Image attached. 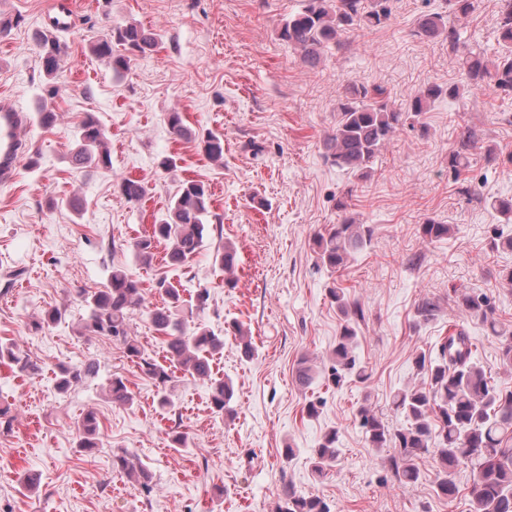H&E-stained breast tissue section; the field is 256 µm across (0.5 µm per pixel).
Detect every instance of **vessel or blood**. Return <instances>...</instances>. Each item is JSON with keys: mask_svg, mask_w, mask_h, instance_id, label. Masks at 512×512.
<instances>
[{"mask_svg": "<svg viewBox=\"0 0 512 512\" xmlns=\"http://www.w3.org/2000/svg\"><path fill=\"white\" fill-rule=\"evenodd\" d=\"M30 119L16 100L0 95V186L8 187L20 177L21 163L29 151Z\"/></svg>", "mask_w": 512, "mask_h": 512, "instance_id": "vessel-or-blood-1", "label": "vessel or blood"}]
</instances>
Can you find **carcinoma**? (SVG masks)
I'll return each instance as SVG.
<instances>
[{
  "instance_id": "carcinoma-1",
  "label": "carcinoma",
  "mask_w": 512,
  "mask_h": 512,
  "mask_svg": "<svg viewBox=\"0 0 512 512\" xmlns=\"http://www.w3.org/2000/svg\"><path fill=\"white\" fill-rule=\"evenodd\" d=\"M450 12L466 18L475 11V0H448ZM391 15L388 0H307L304 9L289 17L279 30V38L302 53L303 62L316 67L323 53L331 48L348 46L346 37L354 29H372L385 23ZM420 38L448 39V50L459 55L466 86L474 89L491 88L497 93L512 94V0H499L498 48L489 56L482 51L461 45L458 30L448 25L441 13L422 16L414 30ZM157 45V34L136 24L112 28L111 33L91 47L92 53L104 60L116 74L130 69L133 57ZM39 57L45 76L56 79L59 63L65 53L57 37L42 33L38 40ZM460 87L433 84L414 94L409 112L418 117L428 104L442 96L456 97ZM406 113L393 108L378 85H351L337 104L336 127L326 139V157L341 170L358 172L367 177L379 155L404 126ZM170 132L179 138H189L192 131L185 125L180 112L167 116ZM206 157L214 163L224 161V135L207 131L199 136ZM480 133L470 125H461L455 147L449 152L448 165L458 174L470 162L471 151L479 148ZM71 163L77 168L89 165L108 169L111 151L105 130L91 113L85 115L78 129ZM118 188L124 198L138 203L146 190L141 182L123 178ZM211 194L204 183L186 180L179 194L172 199L164 219L152 226L150 234L135 243L136 256L143 266H151L158 245H165L163 261L169 267L185 266L201 247L205 221L210 214ZM449 226L429 220L421 225L426 239H441L448 235ZM371 229L352 217L330 224L314 239L320 263L330 272L345 266L348 259L361 251L370 240ZM155 289L164 303L150 311L155 330L165 337L169 365L164 366L145 355L133 334L129 313L143 300V282L122 267L112 268L109 284L97 291L85 292L82 299L90 310L87 328L100 336L118 342L127 357L151 379L158 388L161 406L170 404L168 386L174 372L180 370L193 378L210 379L211 360L224 349V340L205 328L188 334L176 311L189 301L180 289L164 278ZM332 302L345 318L333 348L332 381L340 386L346 381L364 383L368 380L365 367L355 353V325L363 318L357 301H348L343 288L329 289ZM9 360L22 371L30 367L13 343L0 344V360ZM418 371L427 382L419 388L399 390L392 400L394 409L403 415L401 427L391 429L365 408L359 410L366 440L373 448H391V467L405 484H415L421 478L420 457L433 452L437 459L436 488L446 499L458 493L454 473L465 463L474 465L471 488V512H512V448L504 445L512 435V391L497 389L474 355L472 337L465 329L443 339L427 352L414 358ZM96 362L74 368H63L57 383L66 390L74 382L95 376ZM316 374L308 361L299 363L295 379L307 388ZM114 403H131V396L122 376L115 375L109 385ZM233 385L224 379H211L210 401L218 412L230 410ZM99 422L94 412H87L79 426L77 448L90 453L98 445ZM338 434L326 433L313 451L316 470L332 465L338 458ZM112 469L127 475L144 489L151 487L150 471L136 464L130 453L113 454ZM277 512H331L329 505L318 496H305L291 487L284 488Z\"/></svg>"
}]
</instances>
